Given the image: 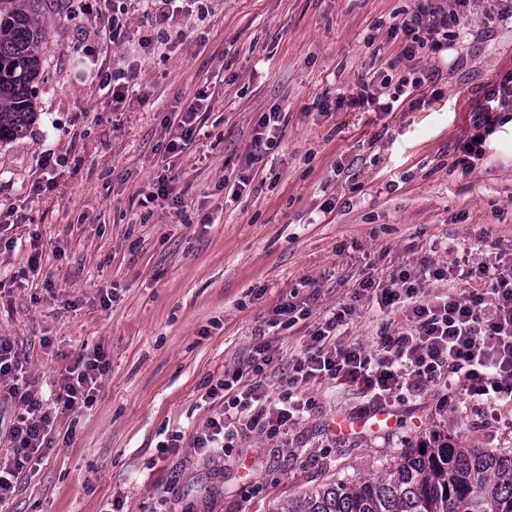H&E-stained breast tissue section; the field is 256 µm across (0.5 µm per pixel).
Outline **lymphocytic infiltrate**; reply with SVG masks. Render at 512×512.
<instances>
[{"label": "lymphocytic infiltrate", "mask_w": 512, "mask_h": 512, "mask_svg": "<svg viewBox=\"0 0 512 512\" xmlns=\"http://www.w3.org/2000/svg\"><path fill=\"white\" fill-rule=\"evenodd\" d=\"M178 0H112L108 11L97 12L95 42L115 45L136 39L140 48L161 53L172 40H186L187 30L174 26ZM473 0H452L450 7H434L403 19L398 29L405 36L401 58L440 53L464 31ZM139 6L147 27L132 36L127 15ZM512 110V86L501 83L489 93L473 115L472 135L458 146L457 163L473 169L486 153L485 139ZM286 115L273 109L263 113L253 129L244 172L237 189H245L258 172L263 157L277 146ZM475 280L476 289L466 295L422 296L423 281H441L449 274ZM360 288L376 295L380 310L402 314L403 324L393 332H381L374 345L344 342L346 310H334L308 332L301 353L288 365V376L278 394H271L268 373L281 359L279 347L270 341L254 345L238 366L225 371L211 387V398L224 406L194 436L196 452L207 454L233 448L242 428L270 436L287 434L290 425L312 407L306 392L311 384L330 379L358 385L373 409L397 391L421 390L430 383L445 382L449 398L463 396L485 413L497 403L512 404V262L471 266L468 256L451 264L422 261L418 271L393 270L388 279L361 281ZM108 368L107 354L97 347L66 366L56 382L54 402L45 405L25 377L17 344L0 336V404L14 411L6 431L13 445L0 457V504L13 496L20 472L33 456L50 448V434L58 415L81 410L95 399L98 381Z\"/></svg>", "instance_id": "obj_1"}]
</instances>
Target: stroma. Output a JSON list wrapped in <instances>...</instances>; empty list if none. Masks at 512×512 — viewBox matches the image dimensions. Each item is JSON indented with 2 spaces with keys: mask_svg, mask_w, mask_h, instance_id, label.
Returning <instances> with one entry per match:
<instances>
[{
  "mask_svg": "<svg viewBox=\"0 0 512 512\" xmlns=\"http://www.w3.org/2000/svg\"><path fill=\"white\" fill-rule=\"evenodd\" d=\"M426 5L205 0L187 18L189 38L159 56L130 41L89 52L83 33L95 22L79 0H36L45 27L39 112L0 144V213L24 214L0 232V336L25 352L42 397L94 347H104L109 369L92 405L59 415L51 450L23 470L0 512H278L317 486L381 471L433 430L512 454V405L488 419L448 403L439 383L392 398L399 422L383 434L336 435V417L356 414L364 398L329 381L310 386L315 406L287 439L245 429L224 453L190 446L221 409L208 386L246 358L290 293L313 314L279 337L276 388L309 322L332 307L353 308L350 339L369 344L396 330L401 315L377 312L357 294L360 281L447 262L449 246L470 249L475 264L512 249V121L473 170L454 164L485 94L512 74V24L487 21L496 0H474L447 53L410 61L440 71L424 107L324 108L397 55L390 27ZM132 61L139 96L113 108L94 74ZM202 88L210 110L172 156L164 125ZM273 107L287 114L277 147L241 200L225 201L221 179L236 181L254 125ZM48 149L66 163L35 195L36 161ZM170 171L187 188L178 209L149 197L151 181ZM174 434L178 447L158 454Z\"/></svg>",
  "mask_w": 512,
  "mask_h": 512,
  "instance_id": "obj_1",
  "label": "stroma"
}]
</instances>
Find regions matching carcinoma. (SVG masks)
Returning a JSON list of instances; mask_svg holds the SVG:
<instances>
[{"mask_svg": "<svg viewBox=\"0 0 512 512\" xmlns=\"http://www.w3.org/2000/svg\"><path fill=\"white\" fill-rule=\"evenodd\" d=\"M35 0H0V144L36 118L44 30ZM280 512H512V455L437 445L351 483L325 484Z\"/></svg>", "mask_w": 512, "mask_h": 512, "instance_id": "1", "label": "carcinoma"}]
</instances>
